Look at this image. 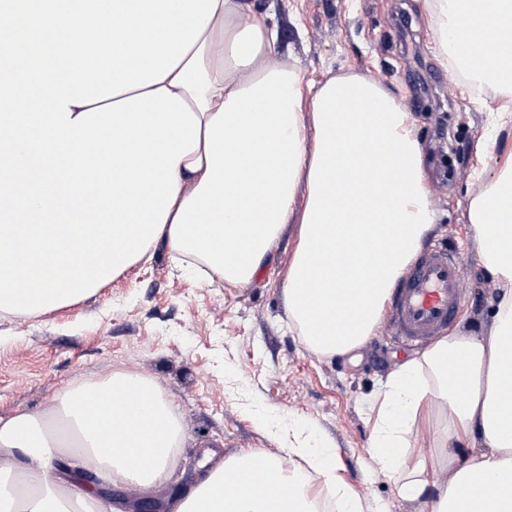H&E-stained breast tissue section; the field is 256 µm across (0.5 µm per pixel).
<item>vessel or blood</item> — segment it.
<instances>
[{"instance_id": "vessel-or-blood-1", "label": "vessel or blood", "mask_w": 512, "mask_h": 512, "mask_svg": "<svg viewBox=\"0 0 512 512\" xmlns=\"http://www.w3.org/2000/svg\"><path fill=\"white\" fill-rule=\"evenodd\" d=\"M460 279L452 250L429 248L415 256L388 307L395 338L406 346H422L447 332L463 303Z\"/></svg>"}]
</instances>
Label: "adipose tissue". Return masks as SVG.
Here are the masks:
<instances>
[{
	"label": "adipose tissue",
	"mask_w": 512,
	"mask_h": 512,
	"mask_svg": "<svg viewBox=\"0 0 512 512\" xmlns=\"http://www.w3.org/2000/svg\"><path fill=\"white\" fill-rule=\"evenodd\" d=\"M443 55L474 85L512 96V0H430ZM490 24L480 53L468 25ZM78 25L68 58L112 55L97 73L39 56ZM0 313L40 315L151 261L158 244L208 278L252 280L287 225L297 242L283 280L290 327L325 357L374 335L392 290L435 228L410 112L354 73L303 93L277 33L248 0H0ZM82 153L80 168L60 165ZM350 164L348 176L336 156ZM470 228L497 285L489 328L439 339L390 375L375 400L372 456L425 512H512V164L477 185ZM443 417L437 468L405 466L410 437ZM183 428L140 374L69 386L52 414L0 417V512H98L66 453L141 491L163 483ZM329 442L294 436L213 463L174 512H318L321 478L342 512H362Z\"/></svg>",
	"instance_id": "adipose-tissue-1"
}]
</instances>
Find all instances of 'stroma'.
<instances>
[{
    "label": "stroma",
    "instance_id": "stroma-1",
    "mask_svg": "<svg viewBox=\"0 0 512 512\" xmlns=\"http://www.w3.org/2000/svg\"><path fill=\"white\" fill-rule=\"evenodd\" d=\"M276 27L303 87L357 73L410 108L436 225L428 244L452 248L464 304L454 330H487L497 289L470 236L476 173L512 159V136L484 151L487 115L469 78L439 52L426 0H250ZM295 248L284 235L249 282H203L180 271L165 245L76 303L38 317L0 318V416L49 411L79 379L123 369L155 381L183 426L178 465L151 494L165 502L200 474L205 453L259 449L277 456L288 434L326 440L364 512H420L369 457L375 395L417 350L387 325L360 349L326 358L288 328L281 280Z\"/></svg>",
    "mask_w": 512,
    "mask_h": 512
}]
</instances>
